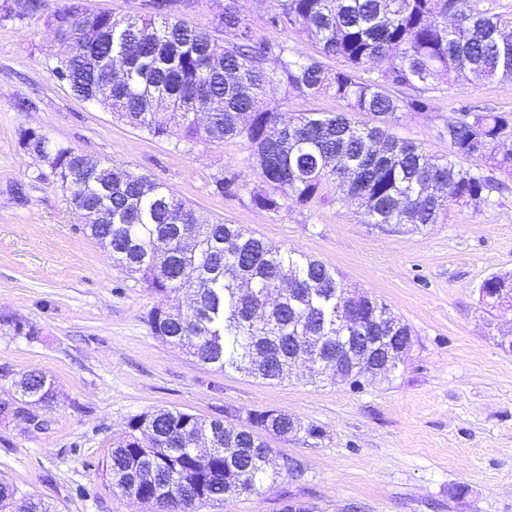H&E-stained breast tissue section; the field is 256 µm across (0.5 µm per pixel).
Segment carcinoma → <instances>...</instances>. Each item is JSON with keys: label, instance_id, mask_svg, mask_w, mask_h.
<instances>
[{"label": "carcinoma", "instance_id": "1", "mask_svg": "<svg viewBox=\"0 0 512 512\" xmlns=\"http://www.w3.org/2000/svg\"><path fill=\"white\" fill-rule=\"evenodd\" d=\"M190 0H151L139 18L94 17L88 38L79 0L53 9L57 33L72 48L57 60L55 76L83 99L95 98L93 69L112 62V110L121 121L155 138L169 136L158 108L181 113L179 141L221 145L242 138L269 186L251 196L254 207L276 212L309 205L322 185L361 209L378 228L426 227L449 206L484 199L494 177L457 167L473 158L512 177V113L473 112L447 124L448 156L433 158L392 132L401 100L384 84L446 83L468 69L485 79L512 76V20L473 8L471 0H273L270 23L298 26L321 53L342 63L327 71L314 58H294L284 44L257 46L240 12L224 0L215 14L224 44L179 17ZM457 21L448 25V10ZM45 0L23 9L0 0V18L41 17ZM384 66L377 78L371 72ZM330 96L343 110L333 115L262 109L268 86ZM382 118V124L352 119ZM29 153L48 152L52 171L86 215L88 236L109 247L116 265L138 275L158 296L147 314L152 331L203 364L220 370L247 365L248 374L282 380L303 356L352 349L360 332L345 327L338 308L344 283L325 263L299 259L250 234L240 224H203L194 210L143 174L112 159L18 129ZM105 212L107 223L96 216ZM195 299L185 309L180 294ZM13 415L34 422L58 403L55 381L38 370L15 383ZM289 416L271 409L248 413L247 428L224 425L178 409L134 415L112 440L102 476L112 493L153 498L165 512H196L225 494L258 495L268 479L272 449L254 429L288 434Z\"/></svg>", "mask_w": 512, "mask_h": 512}]
</instances>
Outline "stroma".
Segmentation results:
<instances>
[{"instance_id":"stroma-1","label":"stroma","mask_w":512,"mask_h":512,"mask_svg":"<svg viewBox=\"0 0 512 512\" xmlns=\"http://www.w3.org/2000/svg\"><path fill=\"white\" fill-rule=\"evenodd\" d=\"M240 5L255 42H283L338 68L297 29L270 24L272 0ZM59 50L45 20L0 19V314L38 332L0 330V400L33 368L60 392L42 426L0 416V478L18 499L37 495L57 512H154L112 494L101 476L112 437L131 416L176 408L238 427L248 412L273 409L304 431L266 435L275 473L262 495L229 496L199 512H282L290 501L310 512H512V351L500 345L512 335V306L486 305L481 295L491 275L512 274V187L450 207L422 230L364 224L331 183L308 207L260 210L251 197L268 185L245 140L179 147L150 137L60 82L51 70ZM421 94L427 109L403 108L394 131L439 158L461 102L512 113V77L466 72ZM261 104L288 114L341 109L333 98L275 85ZM22 126L148 176L202 220L243 225L335 268L353 292L411 326L412 350L389 379H366L358 390L312 380L302 364L277 384L202 364L152 332L154 295L87 236L59 179L19 146ZM222 176L236 188L217 193ZM288 459L300 471L288 470Z\"/></svg>"}]
</instances>
